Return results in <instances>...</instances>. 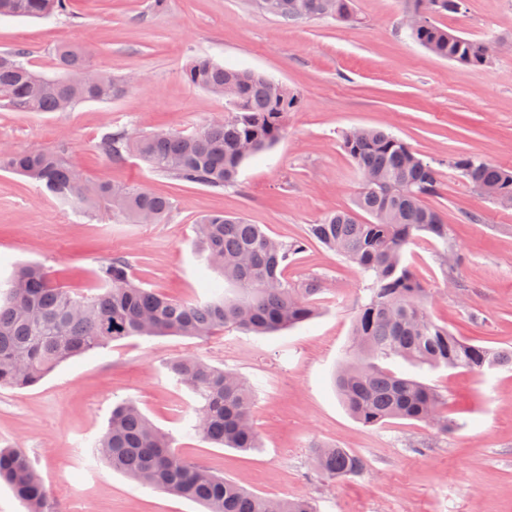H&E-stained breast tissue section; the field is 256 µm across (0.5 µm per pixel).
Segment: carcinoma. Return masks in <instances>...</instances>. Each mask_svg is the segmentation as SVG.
Segmentation results:
<instances>
[{
	"label": "carcinoma",
	"mask_w": 512,
	"mask_h": 512,
	"mask_svg": "<svg viewBox=\"0 0 512 512\" xmlns=\"http://www.w3.org/2000/svg\"><path fill=\"white\" fill-rule=\"evenodd\" d=\"M258 8L293 25L309 19L359 21L355 0H256ZM420 13L410 37L436 57L466 67L491 63L483 39L466 38L438 21L461 12L460 0H414ZM69 0H0V16L62 14ZM57 77L31 69L22 49L0 53V105L16 112H64L81 102H107L124 93L128 80L94 68L85 49L60 45ZM184 80L222 98L224 118L202 130L182 134L159 131L131 135L125 129L103 134L100 147L113 162L128 156L146 162L163 176L223 189L237 184L242 163L272 148L284 134L298 96L283 83L249 69L228 68L197 57ZM342 147L362 175L352 206L325 213L307 225L305 236L283 243L259 224L222 212L201 215L196 236L232 295L213 287L205 300L180 301L145 288L131 277L130 263L114 256L98 271L99 292L79 295L53 282L40 265L19 268L7 282L0 303V387L26 389L38 384L64 361L133 337L162 335L204 338L232 326L257 334L294 327L319 310L322 288L310 280L295 288L283 278L291 257L317 242L359 267L369 298L355 316L352 356L336 377L338 395L357 421L379 426L406 419L433 426L439 433L453 425L440 416L441 394L382 362L399 358L430 368L475 372L512 366V350L489 347L454 335L427 313V288L403 262L407 245L425 233L448 242V224L428 204L443 188L440 163L426 160L401 138L375 127L352 128ZM475 191L512 208V169L470 154L448 160ZM0 169L18 173L60 202L103 205L131 224H159L172 200L149 190L92 184L83 171L55 150H0ZM168 372L196 398L194 430L219 447H259L250 386L236 373L184 353ZM96 456L146 488L204 505L207 512H316L304 495L268 498L238 481L187 462L168 434L156 428L136 403L112 408L105 433L94 444ZM313 466L325 478L354 476L365 469L346 448L315 446ZM0 480L27 512H53L37 470L21 450L0 448Z\"/></svg>",
	"instance_id": "obj_1"
}]
</instances>
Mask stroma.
<instances>
[{
  "mask_svg": "<svg viewBox=\"0 0 512 512\" xmlns=\"http://www.w3.org/2000/svg\"><path fill=\"white\" fill-rule=\"evenodd\" d=\"M410 0H356L361 24L317 19L287 25L254 0H71L48 18H0V51L25 50L33 69L56 75L58 44L93 46L94 67L136 81L109 102L67 112H14L0 106V148L58 150L90 180L127 183L169 196L159 224H124L111 212L76 211L29 180L0 171V284L25 263L57 283L96 293V273L128 256L144 287L175 299L209 296L218 274L197 241L205 212L239 214L288 242L331 210L351 207L361 176L341 146L344 131L380 127L422 158L471 154L512 168V0H466L444 23L496 42L491 65L468 68L437 58L399 25ZM197 56L251 68L288 86L299 105L283 138L242 165L236 186L215 191L158 174L136 158L111 162L100 148L109 128L136 133L201 130L225 103L184 82ZM431 199L449 227L447 242L423 235L404 260L424 283L426 309L455 334L512 349V210L444 173ZM460 257L448 264L444 251ZM289 284L319 280L318 316L269 336L227 327L198 339L129 338L59 365L37 385L0 388V448H19L41 475L54 512H204L200 504L141 487L97 459L95 441L112 408L136 401L185 460L269 497L305 494L317 512H512V368L388 366L445 397L455 428L392 420L366 427L342 405L334 377L367 293L359 269L316 243L289 260ZM193 353L252 387L256 450L216 448L194 430L193 394L167 371ZM333 444L362 456L365 470L329 480L309 450Z\"/></svg>",
  "mask_w": 512,
  "mask_h": 512,
  "instance_id": "1",
  "label": "stroma"
}]
</instances>
